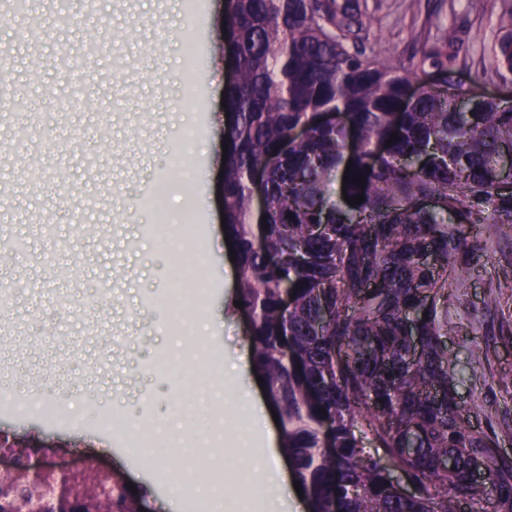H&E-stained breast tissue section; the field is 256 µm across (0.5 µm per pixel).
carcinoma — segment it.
Returning a JSON list of instances; mask_svg holds the SVG:
<instances>
[{
  "label": "carcinoma",
  "instance_id": "carcinoma-1",
  "mask_svg": "<svg viewBox=\"0 0 512 512\" xmlns=\"http://www.w3.org/2000/svg\"><path fill=\"white\" fill-rule=\"evenodd\" d=\"M362 25L358 0H224L234 73L224 89V216L236 300L254 318L253 361L314 512H458L487 499L488 482L496 512H512V467L463 430L441 341L448 323L426 305L447 286L445 266L422 261L460 251L465 224H512V173L498 168L512 150V101L463 107L471 85L454 76L456 35L440 20L429 22L439 35L414 33L420 48L406 64L366 55ZM496 27L485 51L506 80L512 0H501ZM428 69L436 86L414 83ZM326 111L344 120L325 124ZM298 127L305 135L295 139ZM258 168L261 212L250 186ZM360 193V204L343 199ZM328 417L331 455L321 452ZM385 456L415 494L388 480Z\"/></svg>",
  "mask_w": 512,
  "mask_h": 512
}]
</instances>
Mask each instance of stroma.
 <instances>
[{"mask_svg":"<svg viewBox=\"0 0 512 512\" xmlns=\"http://www.w3.org/2000/svg\"><path fill=\"white\" fill-rule=\"evenodd\" d=\"M30 0L43 21L58 12L70 26L23 30L0 6V233L25 238L27 253L0 246V386L20 397L72 402L80 417L19 416L0 409V431L25 438L63 467L90 457L133 483L147 512H184L213 472L172 493L161 470L179 469L182 449L217 447L214 435L160 437L147 466L129 424L176 420L188 393L154 371L161 353L204 349L216 358L241 356L225 390L248 393L243 417L254 454L284 459L272 403L252 368L248 324L231 304L236 291L221 217L224 45L215 31L224 0H202L189 26L186 0ZM368 19L358 33L366 55L408 61L412 31L438 17L459 38L461 79L478 77L496 90L483 48L495 37L492 0H361ZM196 42L193 78L181 68L183 47ZM80 76L72 91L66 76ZM194 138L181 144L184 126ZM168 190L167 222L144 205L157 187ZM190 207L207 253L199 274L210 285L193 332L177 334L154 298L178 279L169 243L183 207ZM48 210L52 234L38 222ZM467 251L450 257L448 295L436 316L455 323L443 345L458 383L456 400L468 434L483 438L491 456L512 463V232L500 224L470 234ZM111 419L110 432L97 420Z\"/></svg>","mask_w":512,"mask_h":512,"instance_id":"35a3bbf8","label":"stroma"}]
</instances>
